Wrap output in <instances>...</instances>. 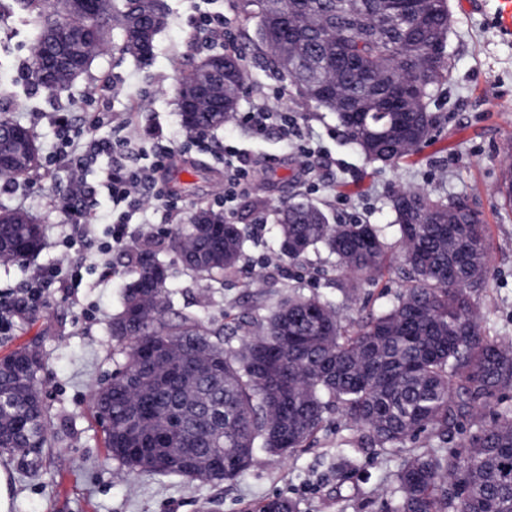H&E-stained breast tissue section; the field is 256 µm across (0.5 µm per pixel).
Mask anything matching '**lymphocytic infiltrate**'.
<instances>
[{
  "mask_svg": "<svg viewBox=\"0 0 512 512\" xmlns=\"http://www.w3.org/2000/svg\"><path fill=\"white\" fill-rule=\"evenodd\" d=\"M238 122L256 134L277 128L283 140L295 144L300 157L309 159L314 155L310 139L296 119L273 106L269 99H261L248 112L243 113ZM54 123L60 128L61 148L58 156L65 163L68 199L80 201L85 207L94 210L99 205L97 194L102 191L112 209L118 212L116 221L111 223L109 229L111 245L130 246L135 239L130 223L135 215L145 214L148 209L162 208L163 221L172 219L177 205L158 180L159 172L172 156L171 149L155 151L150 166L135 164L137 142L128 133L132 119L127 115L113 114L106 105L99 110L94 124L98 127H112L113 136L81 139L71 136L70 127L62 118H55ZM102 157L107 158L110 169L100 189L95 190L88 183V171ZM258 168L257 162L243 158L236 148L225 147L224 188L220 195L225 206H232L240 194L254 187ZM80 275L81 269L77 266L65 268L58 264L37 268L23 290L18 302L19 308L40 304L47 288L64 279L78 282Z\"/></svg>",
  "mask_w": 512,
  "mask_h": 512,
  "instance_id": "lymphocytic-infiltrate-1",
  "label": "lymphocytic infiltrate"
}]
</instances>
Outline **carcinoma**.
Returning <instances> with one entry per match:
<instances>
[{"label": "carcinoma", "instance_id": "cac0c4a2", "mask_svg": "<svg viewBox=\"0 0 512 512\" xmlns=\"http://www.w3.org/2000/svg\"><path fill=\"white\" fill-rule=\"evenodd\" d=\"M14 2L37 24L29 62L74 59L81 74L112 28L124 32L125 53L149 60L164 20L159 0H98L111 26L74 48L64 41L76 29L66 0ZM239 8L254 23L253 46L314 108L336 115L367 162L399 166L415 154L403 143L435 127L430 105L451 67L448 0L423 3V24L411 13L395 17L393 0H241ZM249 52L246 45L224 52V108L198 104L181 116L187 132L217 129L234 117ZM369 95L372 111L358 118L348 111ZM16 126L0 118V150L18 157L0 178L12 182L38 167L9 138L7 128ZM388 207L397 237L392 258L377 224L332 223L308 200L275 209V257L306 265L310 254L327 252L345 298L386 272L406 282L390 307L350 330L337 307L315 295L289 296L255 333L245 314L216 327L189 313L171 318L168 268L159 273L144 263L159 243L150 236L135 243L122 309L111 323L124 361L110 386L92 397L107 455L132 471L229 481L252 464L256 449L287 455L336 412L355 429L348 446L406 453L394 512H512V407L448 448L461 421L512 387V349L483 333L474 302L490 275L487 225L465 200L419 187L397 189ZM22 215H0V265L45 248L40 225L19 223ZM172 242L186 269L215 282L237 272L246 231L220 212L201 210ZM151 341L162 353L149 363L140 349ZM4 359L0 455L37 470L52 445L42 364L28 347ZM423 434L435 440L432 450L408 447ZM214 457L224 465L212 471L207 462ZM263 512H298V503L276 496Z\"/></svg>", "mask_w": 512, "mask_h": 512}]
</instances>
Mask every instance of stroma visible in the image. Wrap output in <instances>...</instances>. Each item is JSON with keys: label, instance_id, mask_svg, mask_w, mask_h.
<instances>
[{"label": "stroma", "instance_id": "1", "mask_svg": "<svg viewBox=\"0 0 512 512\" xmlns=\"http://www.w3.org/2000/svg\"><path fill=\"white\" fill-rule=\"evenodd\" d=\"M163 3L165 24L151 59L141 62L123 54V33L113 30L88 73L60 94L35 86L21 69L33 18L18 10L0 12V117L30 127L45 161L58 144L54 115H65L81 134L109 136V128L95 130L91 122L101 106L100 90L115 84L112 110L134 113L137 127L151 132L142 143V164H149L157 148L175 150L163 180L180 214L165 224L160 214L148 212L147 223L139 227L144 237H169L198 209L214 207L215 192L224 181L220 147L235 146L251 159H268L255 187L238 197L227 217L251 231L238 273L205 291L170 246L159 251L160 261L169 267L174 311H192L218 324L225 314L246 312L259 324L295 293L330 300L346 324L382 310L402 291L401 281L383 278L364 284L352 302L337 290L338 276L327 253L310 257L321 271L315 278L295 267L283 273L268 265L277 238L271 208L298 194L321 206L331 220L382 225L391 242L395 236L388 196L393 189L413 185L465 199L481 213L488 226L490 276L487 287L476 294L480 323L488 336L512 343V208L501 194L506 168L512 164V39L502 38L494 25L497 0H470L466 8L460 0H449L452 72L433 108L443 130L397 168L366 163L347 142L335 114L307 106L264 54L250 57L241 111L266 96L294 113L325 159L309 174L274 129L253 135L231 120L204 134L203 147L188 146L173 88L209 50L193 41L196 13L191 0ZM65 186L63 168L51 171L43 164L28 180L0 189V206L25 210L41 224L46 242L23 264L0 266V309L19 297L34 267L66 261L84 268L79 287L52 286L37 308L13 315L9 335H0V356L25 346L39 351L54 435L37 473L22 474L18 462L0 456V468L10 480L8 512H258L275 495L297 500L299 512H384L385 505L396 502L399 461L382 452H356L346 480H337L336 462L347 454L343 442L354 431L336 415L309 447L285 458L257 452L255 463L227 482L131 472L108 459L103 431L91 414V398L123 361L113 349L110 325L122 307L127 258L120 248L99 253L104 225L85 224L82 236L71 237L74 216L61 205ZM106 267L111 275L105 279L101 271Z\"/></svg>", "mask_w": 512, "mask_h": 512}]
</instances>
